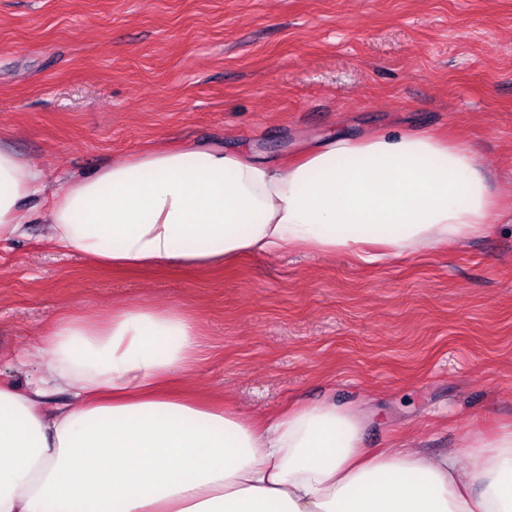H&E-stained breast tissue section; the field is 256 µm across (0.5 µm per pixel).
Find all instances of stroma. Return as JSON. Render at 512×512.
I'll return each instance as SVG.
<instances>
[{"label": "stroma", "mask_w": 512, "mask_h": 512, "mask_svg": "<svg viewBox=\"0 0 512 512\" xmlns=\"http://www.w3.org/2000/svg\"><path fill=\"white\" fill-rule=\"evenodd\" d=\"M470 144L512 201V0H0V147L49 184L202 141L294 159L331 131ZM0 244V372L64 314L191 312L211 349L184 387L257 420L365 412L369 448L432 454L512 422V211L483 236L366 265L302 251L112 270Z\"/></svg>", "instance_id": "35a3bbf8"}]
</instances>
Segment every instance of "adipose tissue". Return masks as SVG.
Masks as SVG:
<instances>
[{"mask_svg":"<svg viewBox=\"0 0 512 512\" xmlns=\"http://www.w3.org/2000/svg\"><path fill=\"white\" fill-rule=\"evenodd\" d=\"M49 197L46 240L112 268L202 269L300 249L371 264L483 235L499 201L468 147L340 133L276 163L201 143L50 188L0 148V242ZM26 388L0 376V512H512V426L441 454L366 448L330 401L258 423L174 389L202 360L195 318L133 304L60 317ZM67 391L66 405L46 397Z\"/></svg>","mask_w":512,"mask_h":512,"instance_id":"ef3b65f1","label":"adipose tissue"}]
</instances>
